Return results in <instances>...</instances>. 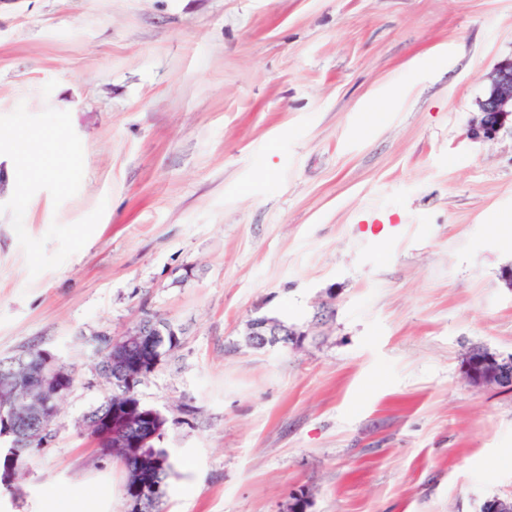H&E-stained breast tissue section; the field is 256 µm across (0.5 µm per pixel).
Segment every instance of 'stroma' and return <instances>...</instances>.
<instances>
[{
  "label": "stroma",
  "instance_id": "stroma-1",
  "mask_svg": "<svg viewBox=\"0 0 512 512\" xmlns=\"http://www.w3.org/2000/svg\"><path fill=\"white\" fill-rule=\"evenodd\" d=\"M511 57L512 0H0V357L75 378L0 512H127L84 417L147 314L181 339L138 388L164 512L512 498V392L462 374L512 355V116L474 133ZM279 328L282 329L279 330ZM245 336L249 346L263 349L271 341L270 336H304V334L298 333L288 326L276 327L269 321L257 318L248 323Z\"/></svg>",
  "mask_w": 512,
  "mask_h": 512
}]
</instances>
